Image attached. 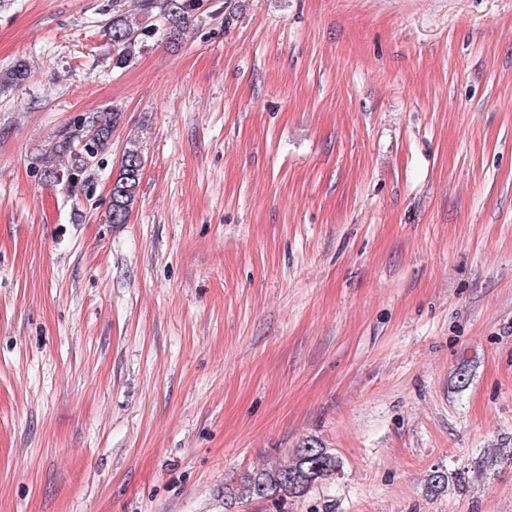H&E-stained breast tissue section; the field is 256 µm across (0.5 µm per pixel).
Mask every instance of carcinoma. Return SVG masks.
Segmentation results:
<instances>
[{
  "label": "carcinoma",
  "mask_w": 512,
  "mask_h": 512,
  "mask_svg": "<svg viewBox=\"0 0 512 512\" xmlns=\"http://www.w3.org/2000/svg\"><path fill=\"white\" fill-rule=\"evenodd\" d=\"M159 15L168 24L167 34L174 36L183 29L197 9L195 0H161ZM143 32L134 30L124 15L112 18V62L114 67L125 65L141 48ZM115 111L94 112L87 117L86 127L93 130L89 146L81 145L84 128L68 130L39 155L38 161L45 179L61 181L72 189L84 186L88 170L112 148V131L120 120ZM145 165L141 146L125 148L112 182L107 223L126 224L129 221ZM341 462L330 449L306 442L293 450L291 458L269 467L260 468L243 477L234 495L244 501L266 500L279 504L288 498L305 496L317 484L337 475Z\"/></svg>",
  "instance_id": "1"
}]
</instances>
